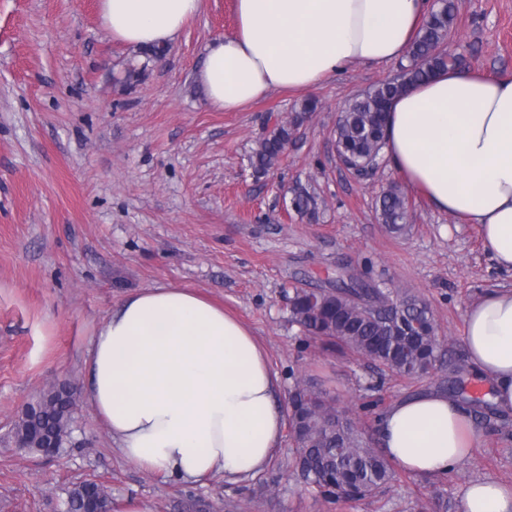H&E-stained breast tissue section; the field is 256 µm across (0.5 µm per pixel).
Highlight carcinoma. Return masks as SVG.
<instances>
[{
    "label": "carcinoma",
    "mask_w": 512,
    "mask_h": 512,
    "mask_svg": "<svg viewBox=\"0 0 512 512\" xmlns=\"http://www.w3.org/2000/svg\"><path fill=\"white\" fill-rule=\"evenodd\" d=\"M459 0H441L424 20L400 74L362 92L344 105L334 130L337 155L345 166L364 173L379 163L388 103L431 72L457 66L441 45L448 39L459 12ZM319 108L308 99L287 121L259 140L253 150L254 172L264 175L280 160L294 133ZM292 208L302 216L317 214V200L306 188L294 191ZM385 228L400 234L408 227L409 204L396 184L376 200ZM290 319L331 354H353L372 363L380 374L404 377L428 374L445 356L444 339L426 301L408 288L380 284L346 272L325 286H295L288 293ZM73 395L53 385L42 392L15 424L22 450L38 453L47 439L61 452L71 433ZM288 433L295 447L296 480L322 496L363 500L382 491L395 477L393 464L371 447L350 413L336 407L318 384L297 379L289 393ZM66 512H112L107 487L95 480L72 485Z\"/></svg>",
    "instance_id": "carcinoma-1"
}]
</instances>
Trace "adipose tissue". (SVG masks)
<instances>
[{"mask_svg": "<svg viewBox=\"0 0 512 512\" xmlns=\"http://www.w3.org/2000/svg\"><path fill=\"white\" fill-rule=\"evenodd\" d=\"M112 37L141 48L174 43L202 0H100ZM427 0H236L233 36L208 42L197 72L208 106L232 112L275 90L303 92L356 62L406 55ZM392 169L439 211L478 225L512 272V80L476 71L431 74L388 107ZM469 361L512 413V290L488 293L465 316ZM83 398L122 456L184 482L239 480L278 448L279 378L252 332L183 288L129 294L93 338ZM381 448L419 476L455 471L481 442L470 411L426 392L381 415ZM460 512H512V489L467 483Z\"/></svg>", "mask_w": 512, "mask_h": 512, "instance_id": "adipose-tissue-1", "label": "adipose tissue"}]
</instances>
